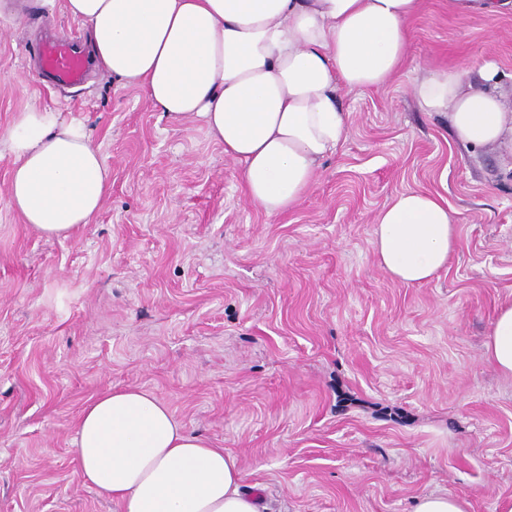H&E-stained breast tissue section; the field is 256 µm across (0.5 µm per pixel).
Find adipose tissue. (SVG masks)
Masks as SVG:
<instances>
[{"label":"adipose tissue","mask_w":512,"mask_h":512,"mask_svg":"<svg viewBox=\"0 0 512 512\" xmlns=\"http://www.w3.org/2000/svg\"><path fill=\"white\" fill-rule=\"evenodd\" d=\"M87 29L101 70L144 90L177 122L201 121L242 167L248 202L266 215L296 208L347 133L340 90L384 87L404 62L420 0H65ZM488 63L436 69L411 86L416 104L447 116L456 140L512 157V108ZM13 158L7 206L42 237L93 223L112 181L83 122L50 107L17 112L0 134ZM441 197L395 194L371 240L392 280L421 285L457 247ZM485 354L512 377V301L493 320ZM83 481L114 512H260L236 459L190 434L170 405L140 387H112L82 408L73 440Z\"/></svg>","instance_id":"obj_1"}]
</instances>
